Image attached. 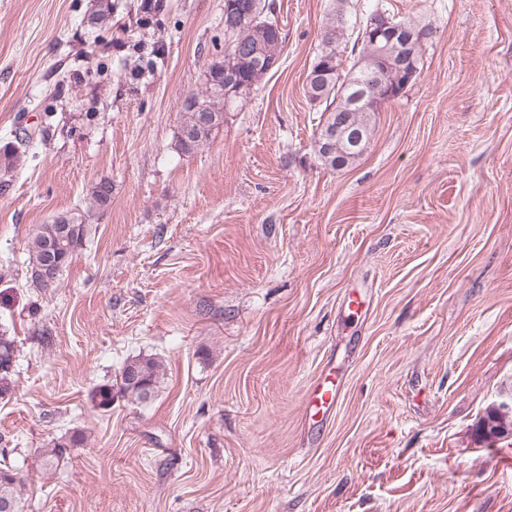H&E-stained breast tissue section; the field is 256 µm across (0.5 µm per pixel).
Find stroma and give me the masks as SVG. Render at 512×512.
<instances>
[{"instance_id":"stroma-1","label":"stroma","mask_w":512,"mask_h":512,"mask_svg":"<svg viewBox=\"0 0 512 512\" xmlns=\"http://www.w3.org/2000/svg\"><path fill=\"white\" fill-rule=\"evenodd\" d=\"M115 2L93 29L92 0H0V147L35 132L0 186V464L27 512H512V439L476 435L512 393V0H274L278 65L189 154L224 0ZM377 7L428 26L424 66L334 170L306 77L331 18ZM60 215L86 239L39 290ZM140 354L154 400L93 410ZM329 369L336 408L307 416ZM65 221L71 224V230L68 237L61 234ZM86 235V225L78 223L74 218L60 216L55 218L50 224L39 225L29 246V280L34 288L48 289L53 288L62 270L70 263L75 252L82 247ZM50 243L57 246L60 263L57 267V255L50 249L47 253V247ZM47 254V256H46ZM46 259V262H45ZM45 262V264H44ZM41 275L48 277L57 270L51 279H44ZM6 334H0V396L10 389V374L14 357V341Z\"/></svg>"}]
</instances>
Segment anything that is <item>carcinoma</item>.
<instances>
[{
  "label": "carcinoma",
  "mask_w": 512,
  "mask_h": 512,
  "mask_svg": "<svg viewBox=\"0 0 512 512\" xmlns=\"http://www.w3.org/2000/svg\"><path fill=\"white\" fill-rule=\"evenodd\" d=\"M245 8L252 9L262 21L270 20V15L276 11L272 0H235ZM115 4L112 0H95L92 12L88 16V23L93 28H102L112 20ZM405 24L415 32V38L410 51L413 54L415 66L422 65L423 40L429 34V28L420 27L407 20ZM224 34L231 38L230 46L224 50V57L213 61L205 74V81L201 91L188 96L182 107L183 120L180 123L177 135V149L183 153H190L210 140L224 126V114L231 110L236 101L224 97V72L232 70L242 80L254 85L264 75L278 64L285 36L283 32L268 35L263 54L253 57L247 62L241 61L237 56V49H248L253 46L254 35L249 29L224 27ZM325 47L318 54L309 74L320 73L317 80H306L305 93L310 101L324 105L323 112L327 113L326 121H331L335 113L343 106L352 104L354 94L367 90L382 104L397 98L403 89L402 81L406 75L394 69L387 73L375 70L373 66L372 42L366 33H361V40L354 41L352 51L357 53V60L346 75H341L336 67L342 60L336 52V24H331L324 35ZM32 136L25 133L15 136V142L8 143L0 148V179L11 176L16 169L17 162L26 152ZM112 185L107 180L94 184L90 192V204L105 207L110 203ZM86 235V225L75 221L68 216L55 218L49 224L38 226L29 246V280L35 288L48 289L54 287L62 270L70 263L75 252L82 247ZM57 246L60 263L51 279L40 276V269L44 265L47 247L49 244ZM14 357V341L8 336L0 334V396L10 389V374L12 372ZM165 376V365L158 357L138 356L125 361L119 384L112 386L103 384L94 388L90 395L92 408L95 410H109L116 394H123L140 404H147L155 397ZM83 443V435L79 431L73 432L65 440L54 443L47 451L46 464L51 466L63 458L66 449ZM22 483L21 477L14 470L0 468V512H24L18 487Z\"/></svg>",
  "instance_id": "1"
}]
</instances>
